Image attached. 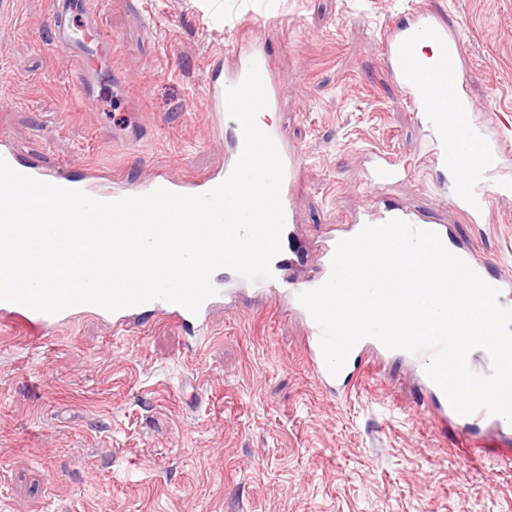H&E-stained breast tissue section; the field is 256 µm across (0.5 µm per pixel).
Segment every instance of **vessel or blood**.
I'll list each match as a JSON object with an SVG mask.
<instances>
[{
    "label": "vessel or blood",
    "mask_w": 512,
    "mask_h": 512,
    "mask_svg": "<svg viewBox=\"0 0 512 512\" xmlns=\"http://www.w3.org/2000/svg\"><path fill=\"white\" fill-rule=\"evenodd\" d=\"M52 45L64 48L70 63L69 87L77 94L82 111H97L102 103L105 88L124 91L123 78L112 67V43L102 30L101 10L98 0H51L47 19ZM433 41L438 47L435 57H422L419 45ZM383 54L398 85L419 114V123L425 128L435 145L433 162L448 174V202L460 211L470 223L484 220L491 197L512 195V149L504 146L499 134L477 128L463 103L466 82L471 70L461 45L459 32L440 23L437 14L417 0L405 18L386 26L382 38ZM240 65L232 75H225L221 54L211 55L208 63L209 79L205 84L207 128L214 140L224 141L225 160L222 168L202 174H185L174 178L158 172L144 182H123L112 179L108 170L88 163L81 169L63 164L47 170L39 164L26 162L14 152L9 135L0 129V157L16 171L35 179L61 187L76 189L89 196L114 201L123 197L142 196L163 188L185 195L203 194L221 182L232 172L244 145L239 124L231 123L226 109L227 88L239 85L246 77L250 64H257L268 97L269 108H276L281 88L271 79L272 62L269 55L249 32H239L232 44ZM268 134L274 140L284 164V186H291L299 177L301 155L288 148V132L279 125L268 126ZM151 133L140 114L129 117L128 124L119 136L128 147H137ZM372 167L368 184L372 189L359 216L349 224H343L319 232L312 247L319 257L311 273L301 280L285 278L281 260H272V276L259 280L268 302L282 315L301 319L306 328L303 347L304 359L325 394L344 400L357 391L364 372H376L378 367L394 358L393 350L373 338L358 342L347 357V368L331 374L324 362L320 348L322 329L309 311L299 302L300 293L318 288L329 275L331 260L339 241L358 234L364 226L381 225L393 218H400L412 225L435 231L451 253L462 258L478 275L487 276L488 262L477 260L475 249L458 242L447 224L437 217H422L419 213L379 203V189L411 175L412 164L394 160L389 153L371 155ZM490 285L499 289L498 301L512 307V277L487 276ZM237 295L228 288L208 298L198 313H190L184 307L163 300L125 308L109 313L112 331L117 335L131 332L140 317L147 312L156 313L160 319L192 331L195 339H203L209 333L207 316L218 305L233 306ZM94 305H79L56 315L35 312L27 307L0 302V324L23 331L28 336L42 338L53 335L56 329L71 323L78 314H94ZM414 366L419 385L427 395L423 409L437 424L454 421L458 424L456 445L475 448L477 435L483 430L507 428V421L480 408L468 415L457 414L446 396L425 374L428 353L408 354Z\"/></svg>",
    "instance_id": "b4317fda"
}]
</instances>
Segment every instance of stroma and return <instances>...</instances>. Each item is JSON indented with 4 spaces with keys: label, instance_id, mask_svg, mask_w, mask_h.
I'll return each instance as SVG.
<instances>
[{
    "label": "stroma",
    "instance_id": "1",
    "mask_svg": "<svg viewBox=\"0 0 512 512\" xmlns=\"http://www.w3.org/2000/svg\"><path fill=\"white\" fill-rule=\"evenodd\" d=\"M410 0H102L112 59L151 138L139 149L101 135L127 122L107 96L75 108L64 51L38 47L50 0H17L0 16V128L24 158L93 163L113 178L214 169L224 148L204 122L210 55L248 30L283 86L275 122L302 154L291 188L300 238L285 243L289 275L313 267L316 232L360 211L368 154L421 161L416 179L383 190L407 209L441 215L492 274L512 273V195L484 224L444 199L415 113L380 59L381 30ZM459 30L473 68L465 95L477 125L512 121V0H426ZM247 287L239 308H217L210 335L144 314L114 338L86 316L33 339L0 326V512H512V429L466 455L453 430L424 420L413 375L389 362L345 401L323 394L302 355L303 323L263 308Z\"/></svg>",
    "mask_w": 512,
    "mask_h": 512
}]
</instances>
